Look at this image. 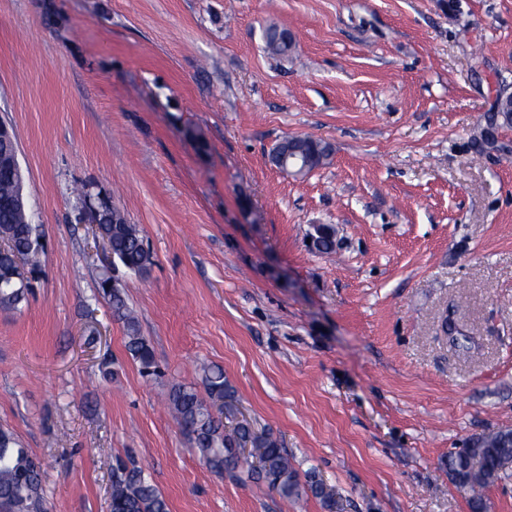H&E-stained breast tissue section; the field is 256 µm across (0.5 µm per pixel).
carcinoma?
I'll list each match as a JSON object with an SVG mask.
<instances>
[{
    "instance_id": "obj_1",
    "label": "carcinoma",
    "mask_w": 512,
    "mask_h": 512,
    "mask_svg": "<svg viewBox=\"0 0 512 512\" xmlns=\"http://www.w3.org/2000/svg\"><path fill=\"white\" fill-rule=\"evenodd\" d=\"M288 30L275 24L263 28L265 49L273 56L286 57L295 42L285 39ZM494 124L512 125V95L497 99ZM17 143L0 139V236L7 248L0 249V308L16 310L27 301L29 289L21 287L31 281L43 251L40 227L31 223L28 209L15 203L19 183L13 167ZM276 165L281 160L297 163L296 173L327 165L331 146L311 137H288L270 152ZM100 230L107 236L112 258L135 274H142L154 264V256L136 225L127 221L117 208L106 211ZM316 247L328 253L336 245V228L322 224L315 231ZM100 287L112 302V315L126 327L125 347L138 362L141 372L155 373L154 356L147 340L141 336L138 322L127 306L112 278L103 275ZM206 395L185 384L173 386L168 394L169 409L178 425L191 437L193 447L214 472H238L266 484L286 499L312 496L328 512H334L338 493L324 485L313 473L300 475L281 442L265 431L255 430L248 421L236 419L234 395L218 366L204 370ZM249 447L253 465L241 458L240 450ZM448 478L472 492L471 512H488L483 490L512 471V428H504L473 438L469 445L448 453ZM43 497L39 463L14 434L0 430V508L6 512H36ZM112 512H168V504L158 488L141 470L118 465L112 480Z\"/></svg>"
}]
</instances>
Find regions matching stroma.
Masks as SVG:
<instances>
[{"label":"stroma","mask_w":512,"mask_h":512,"mask_svg":"<svg viewBox=\"0 0 512 512\" xmlns=\"http://www.w3.org/2000/svg\"><path fill=\"white\" fill-rule=\"evenodd\" d=\"M272 22L292 56L265 51ZM503 92L512 0H0V120L45 245L27 303L0 310V430L39 462L42 512H111L118 457L169 512H326L192 449L167 396L214 365L339 512H470L445 460L512 428ZM288 136L330 164L280 171ZM83 187L141 231L147 274L97 246ZM105 273L159 375L127 353ZM272 162L279 166L282 159L297 162L295 173H307L327 165L332 156L331 146L311 137H288L279 141L270 152ZM307 172H301L302 169Z\"/></svg>","instance_id":"1"}]
</instances>
